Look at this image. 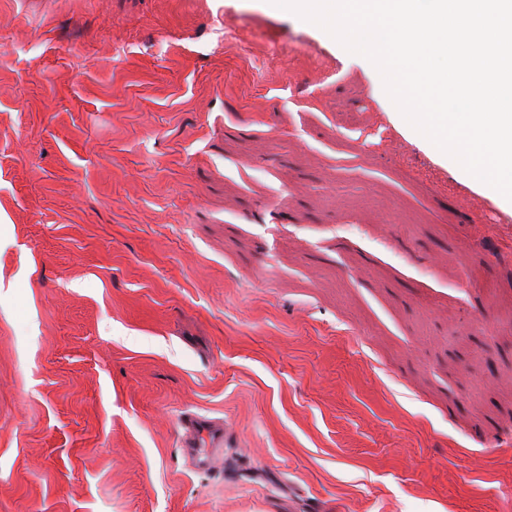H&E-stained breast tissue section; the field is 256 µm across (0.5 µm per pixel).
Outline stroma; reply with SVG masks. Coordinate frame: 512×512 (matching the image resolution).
Masks as SVG:
<instances>
[{
	"label": "stroma",
	"mask_w": 512,
	"mask_h": 512,
	"mask_svg": "<svg viewBox=\"0 0 512 512\" xmlns=\"http://www.w3.org/2000/svg\"><path fill=\"white\" fill-rule=\"evenodd\" d=\"M0 512H512V214L264 0H0Z\"/></svg>",
	"instance_id": "35a3bbf8"
}]
</instances>
